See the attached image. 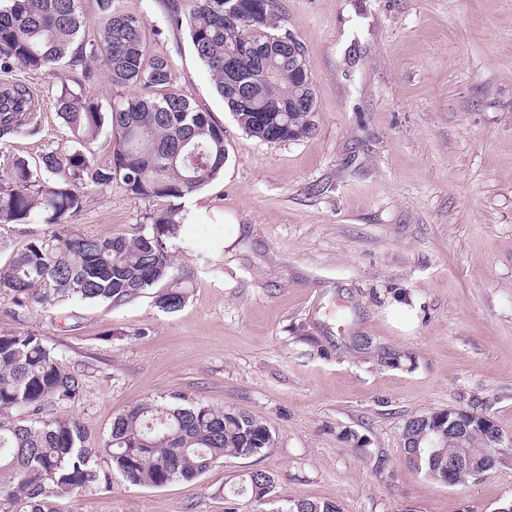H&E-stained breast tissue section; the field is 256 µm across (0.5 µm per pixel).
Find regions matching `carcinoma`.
<instances>
[{
  "mask_svg": "<svg viewBox=\"0 0 512 512\" xmlns=\"http://www.w3.org/2000/svg\"><path fill=\"white\" fill-rule=\"evenodd\" d=\"M0 7V69L17 65L57 71L81 65L84 77L100 62L114 88L136 92L103 110L93 98L62 86L55 109L70 145L37 159H7L0 169V224L41 217L51 234L30 241L0 268V288L20 309L51 310L68 302L121 303L163 285L159 306L176 312L186 301L174 273L172 243L183 217L174 204L144 216L129 236L101 239L77 230L82 189L122 184L135 199L181 200L224 171V127L175 87L173 67L149 50L147 19L92 0L102 16L99 35L82 30L83 0H6ZM276 0H180L167 16L186 29L216 92L240 128L263 143L296 141L312 133L313 113L294 103L315 97L314 81L288 67V34H277ZM37 104L25 88L0 98V139L35 119ZM110 127L111 160L96 166L85 152ZM83 391L82 374L32 331L0 335V512H57L54 499L71 491L110 487L108 467L131 486L164 487L195 480L226 457L272 447L269 427L234 409L189 402L180 393L147 400L113 423L97 448L76 419L58 413ZM415 425L405 449L410 464L441 480L460 443L448 420L432 411ZM280 512H339L333 502L297 500Z\"/></svg>",
  "mask_w": 512,
  "mask_h": 512,
  "instance_id": "obj_1",
  "label": "carcinoma"
}]
</instances>
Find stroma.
Returning a JSON list of instances; mask_svg holds the SVG:
<instances>
[{
    "instance_id": "stroma-1",
    "label": "stroma",
    "mask_w": 512,
    "mask_h": 512,
    "mask_svg": "<svg viewBox=\"0 0 512 512\" xmlns=\"http://www.w3.org/2000/svg\"><path fill=\"white\" fill-rule=\"evenodd\" d=\"M119 5L160 30L152 49L224 128V171L185 199L191 245L171 249L187 301L166 312L150 288L120 305L21 313L0 290V335L37 332L84 369L63 413L92 443L143 400L177 392L250 414L274 444L192 482L115 476L107 492L57 498V512H280L301 499L494 512L512 499V466L449 486L410 465L402 439L409 418L448 407L485 412L512 436V0H277L279 31L313 75L316 130L276 144L238 126L187 32L169 29V0ZM3 83L29 88L41 111L36 131L0 140V161L67 142L62 85L105 107L119 95L69 66H16ZM166 206L93 187L78 228L122 236ZM49 233L35 218L0 224V265ZM255 470L275 478L273 501L241 492Z\"/></svg>"
}]
</instances>
